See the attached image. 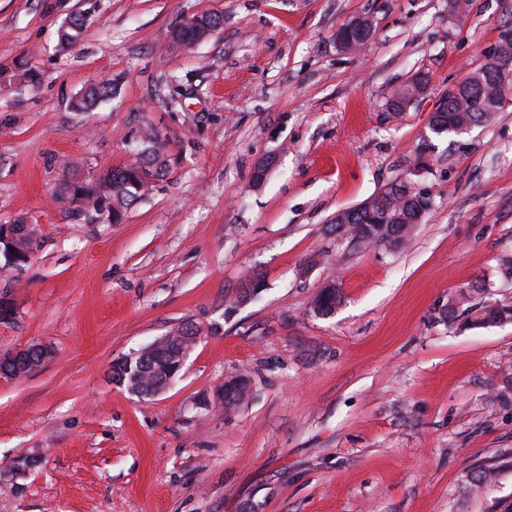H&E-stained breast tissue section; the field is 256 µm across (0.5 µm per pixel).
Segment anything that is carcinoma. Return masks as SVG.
<instances>
[{"label": "carcinoma", "mask_w": 512, "mask_h": 512, "mask_svg": "<svg viewBox=\"0 0 512 512\" xmlns=\"http://www.w3.org/2000/svg\"><path fill=\"white\" fill-rule=\"evenodd\" d=\"M201 22L198 27L179 28L171 36V42L187 46L197 37L206 32V28L218 27L223 18L211 11L200 14ZM85 24L81 15L71 17L60 39L67 45L75 42ZM373 32L368 19L358 18L345 24L336 33L337 44L346 50H358L364 47ZM499 78L492 70L491 61L487 60L478 69L470 73L459 83V90L446 92L442 96L437 111L431 119V130L437 134L454 132L459 126H471L486 121L498 111L492 105L494 95L498 92ZM428 78L418 74L400 85L386 99L387 111L397 115L406 109L415 90H425ZM112 94V85L108 82H95L87 87L83 95L75 102L77 110L87 109ZM130 152L135 161L123 166L112 168L98 177L94 182L71 181L59 187L57 195L65 199L67 196H84L100 213H108L112 220L119 219L121 210L128 208L139 196L140 185L145 177L159 178L167 175L172 165V154L167 142L154 131H149L142 138L129 144ZM432 210V200L422 190L413 186L410 181L392 182L374 198L371 208L357 212L352 216L351 226L345 229L349 235L366 228L376 232V225L385 216L395 219L400 225L420 224L426 220ZM20 229L24 230L20 240L21 251L6 258L11 267L24 265L25 255L32 254L35 238V228L26 224L23 219L17 220ZM335 285L325 286L316 299L314 311L327 316L332 311L331 301ZM480 318L473 320L476 326L500 323L512 320V304H500L491 312H478ZM174 346L169 345L156 352L142 364L141 371L148 382L169 378L172 370L169 366L171 352Z\"/></svg>", "instance_id": "cac0c4a2"}]
</instances>
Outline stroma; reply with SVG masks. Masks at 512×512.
Listing matches in <instances>:
<instances>
[{
  "label": "stroma",
  "mask_w": 512,
  "mask_h": 512,
  "mask_svg": "<svg viewBox=\"0 0 512 512\" xmlns=\"http://www.w3.org/2000/svg\"><path fill=\"white\" fill-rule=\"evenodd\" d=\"M203 8L218 30L171 47ZM362 17L367 48L342 50ZM510 35L512 0L459 17L448 0H0V70L41 76L34 92L0 80V224L37 229L27 264L0 268V354L50 352L0 379V512H512V322L445 316L462 290L512 302V99L430 128ZM418 72L426 96L387 112ZM102 80L111 96L74 111ZM150 128L175 161L120 223L57 199ZM405 179L433 208L403 246L337 232L339 211ZM331 281L343 302L322 317ZM185 324L199 337L164 392L113 381ZM238 374L250 394L225 407ZM373 32L368 19L358 18L345 24L336 33V42L346 50H358L364 47ZM34 353L40 354L38 361H30L29 357ZM48 351L37 346H30L13 351L7 355H0L1 378L21 379L30 375L47 358Z\"/></svg>",
  "instance_id": "35a3bbf8"
}]
</instances>
